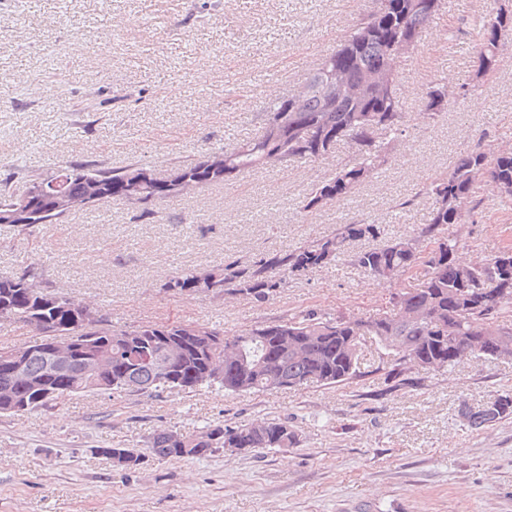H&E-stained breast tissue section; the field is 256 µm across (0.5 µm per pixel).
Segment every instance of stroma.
<instances>
[{
  "mask_svg": "<svg viewBox=\"0 0 512 512\" xmlns=\"http://www.w3.org/2000/svg\"><path fill=\"white\" fill-rule=\"evenodd\" d=\"M486 0H445L400 63L404 131L377 178L332 207L299 212L307 187L352 161L349 143L325 158L270 167L153 202L115 201L58 224H0V276L31 271L104 323L180 321L232 333L299 313L367 318L413 288L415 267L387 282L355 262L378 241L424 227V187L467 152L512 147V41L476 92L474 22ZM373 0H0V177L70 163L140 161L157 175L252 137L269 99L301 86ZM458 93L421 123L433 79ZM476 207L449 225L457 260L481 262L512 244V200L478 183ZM374 223L378 238L346 244L335 262L257 299L229 291H167L182 271L251 267ZM362 377L265 393L203 388L83 395L0 415V512H512V416L472 429L462 407L512 390V360H464L395 374L366 339ZM289 419L299 442L280 452L201 459L146 455L134 470L101 450L188 433Z\"/></svg>",
  "mask_w": 512,
  "mask_h": 512,
  "instance_id": "stroma-1",
  "label": "stroma"
}]
</instances>
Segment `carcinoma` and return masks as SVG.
I'll return each mask as SVG.
<instances>
[{
	"instance_id": "carcinoma-1",
	"label": "carcinoma",
	"mask_w": 512,
	"mask_h": 512,
	"mask_svg": "<svg viewBox=\"0 0 512 512\" xmlns=\"http://www.w3.org/2000/svg\"><path fill=\"white\" fill-rule=\"evenodd\" d=\"M441 0H375L383 4L381 12L371 10L360 17L343 41L323 56L308 75L307 96L288 114V129L276 134L270 128L272 116L287 108L286 98L267 104L264 123L254 137L232 147L218 148L224 154V169L212 170L202 160L182 164L179 169L201 186L232 181L239 176L266 167L263 158L279 150L288 161H314L324 156L319 141L330 136L336 142L350 137L356 162L339 167L324 180L309 186L299 201L304 212L321 210L350 198L364 183L378 173L388 145L402 134L403 104L392 90L381 98L352 100L344 98L332 106L325 104L321 71L334 64L343 67L351 80L363 73L383 68L388 63V45L395 39L419 42L423 29L433 19L431 2ZM499 0L481 15L475 25L478 40V69L492 75L498 68L500 36L488 26L489 16ZM444 87L430 82L425 92L422 122L429 124L441 116L434 94ZM146 165L134 162L108 169L97 164H74L53 173L58 190L72 197L85 193L86 182L95 179L105 192L115 189ZM487 178L501 194L512 197V151H472L460 157L453 169L433 179L424 190L431 199L428 224L414 236L395 238L378 247L361 251L358 266L370 274L390 280L423 265L424 273L410 291L400 294V305H390L383 313L367 319H323L302 313L286 323L259 325L228 336L204 325L162 323L135 328L116 327L99 320H88L85 337L87 351L112 355V374L91 381L79 372L46 375L42 396L30 391L14 377L17 362L12 350L0 349V414H22L51 401L84 393L112 395L135 385L146 391L160 389L194 390L217 387L226 392H263L291 388L308 383L321 386L344 384L362 376L361 339L372 337L381 355L395 360L398 373L407 369V358H423L429 370L455 365L462 357L497 359L504 349L512 350V247L474 265H461L454 259L456 241L442 230L457 224L462 212L473 204L476 182ZM34 176L22 169L0 180V211L17 195L13 183L28 186ZM374 224H342L338 232L321 237L297 249L276 254L252 268L234 270L226 265L210 269V276L222 286L240 295L266 297L284 287L287 278L300 276L325 266L342 252L345 242L375 237ZM436 247L427 252L424 242ZM175 294L208 291L184 273L170 279ZM71 300L48 290L35 274L0 277V321L28 325L34 321L54 327L69 322L65 309ZM198 330L199 335L188 331ZM233 341L242 348L239 364L224 361V342ZM182 348V358L173 367L165 383L157 382L154 363L144 352L160 351L162 344ZM50 342L43 339L25 346L24 368L33 375L44 371ZM224 362V378L212 377L214 361ZM512 414V391L497 395L489 405L473 411L462 410L468 424L479 429ZM159 432L147 442L148 450L161 459H185L209 456L226 444L235 448L279 450L298 443L296 431L288 421H266L258 431L250 424L206 427L190 434ZM98 452L109 459L124 460L121 467L134 469L144 459L138 448L106 447Z\"/></svg>"
}]
</instances>
